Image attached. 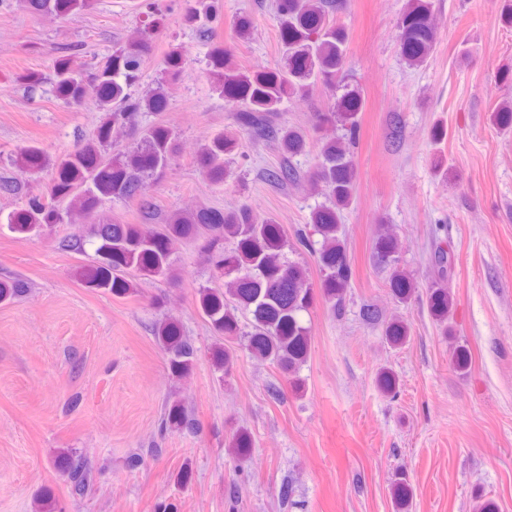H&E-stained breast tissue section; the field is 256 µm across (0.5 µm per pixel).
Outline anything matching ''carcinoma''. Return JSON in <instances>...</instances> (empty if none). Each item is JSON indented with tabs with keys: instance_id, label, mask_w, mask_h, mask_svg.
Wrapping results in <instances>:
<instances>
[{
	"instance_id": "obj_1",
	"label": "carcinoma",
	"mask_w": 512,
	"mask_h": 512,
	"mask_svg": "<svg viewBox=\"0 0 512 512\" xmlns=\"http://www.w3.org/2000/svg\"><path fill=\"white\" fill-rule=\"evenodd\" d=\"M24 7L38 15L66 18L93 10L95 0H23ZM335 0H275L282 56L278 68L249 71L238 67L228 50L216 45L205 59L204 75L212 90L224 101L240 107L238 122L257 139L276 140L288 157L308 151L310 142L303 130L286 124L274 126L269 117L278 114L285 102L305 97L320 84L336 88L341 94L324 112L315 115V129L340 126L333 138L316 140V162L308 172L312 190L324 202L311 212L315 240L298 234L297 242L315 253L323 277V292L339 311L353 271L347 260L341 224L343 212L356 196L354 149L358 137L359 114L365 104L363 90L343 79L348 35L329 19L338 9ZM432 0H410L398 22L402 55L410 67L426 65L439 38L432 20ZM183 20L207 41L214 39L221 20L218 0H185ZM157 25L116 45L102 64L81 68L75 64L76 49H61L53 62L50 83L67 105L87 104L106 114L92 136L79 140L58 158L50 157L35 143L18 147L0 158V196L22 199V205L3 216L0 224L18 234H40L59 224L73 232L59 239V248L82 252L87 239L95 240L96 260L84 268L81 277L90 288L124 295L136 287V278H154L168 283L182 279L176 247L192 242L212 270L216 286L197 289L203 316L216 335L246 341L250 353L266 360L290 377L306 362L311 332L299 314L312 301L306 269L285 258L288 238L275 221L243 204L228 211L202 209L177 211L164 224L151 225L154 207L141 197L149 181L163 179L179 150L175 131L155 124L132 127L139 112H164L168 106L165 86L179 79L186 62V51L171 46L155 87L136 92L143 66L152 55ZM495 121L503 129L512 128V100L495 108ZM129 143L112 149L121 135ZM238 145L233 133H219L205 140L196 152L199 171L212 183L221 185L231 177L228 156ZM49 168L52 176L39 195H23L24 176ZM299 172L289 164L267 174L269 182L283 185L297 180ZM139 200L144 223L118 224L104 213V206L117 200ZM375 253L390 266V284L402 301L415 290L407 277L393 235L380 227ZM435 277L431 307L440 321L448 320L451 305L447 282L453 259L444 241L434 240L429 256ZM18 280H0V303H9L24 293ZM253 312L254 323L244 328L238 312ZM363 319L381 327L382 335L396 344L407 336V329L383 319L373 304L362 309ZM157 345L166 356L170 372L176 377L189 374L196 361V350L183 335L179 323L171 318L158 321L153 328ZM216 368L230 372L233 355L218 347L213 354ZM163 425L171 430L193 429L195 419L179 401L166 404ZM58 469L70 492L84 494L92 485V469L86 458L73 448L57 455Z\"/></svg>"
}]
</instances>
